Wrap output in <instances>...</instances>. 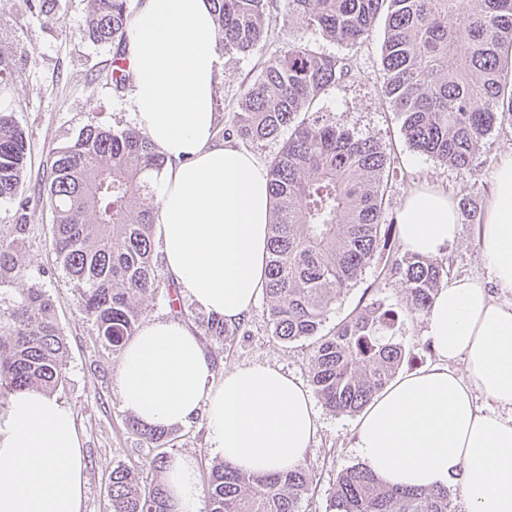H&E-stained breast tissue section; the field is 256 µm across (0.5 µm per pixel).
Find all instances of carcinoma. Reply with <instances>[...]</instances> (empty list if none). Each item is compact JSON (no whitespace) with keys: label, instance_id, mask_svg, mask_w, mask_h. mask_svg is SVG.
Wrapping results in <instances>:
<instances>
[{"label":"carcinoma","instance_id":"cac0c4a2","mask_svg":"<svg viewBox=\"0 0 512 512\" xmlns=\"http://www.w3.org/2000/svg\"><path fill=\"white\" fill-rule=\"evenodd\" d=\"M84 35L111 44L110 74L117 90L130 77L120 68L129 0H87ZM218 48L245 53L268 35L277 0H209ZM386 31L381 90L402 119L410 146L473 178L493 128L512 120V0H284L283 14L298 29L342 43L369 39L379 14ZM351 64L302 40H290L268 59L242 92L239 109L221 130L244 143L288 141L269 168L275 220L269 228L271 335L284 342L312 340L309 377L324 406L356 414L395 377L406 356L398 332L403 314L380 301L353 310L323 331L330 306L354 286L376 254L387 250L395 218L381 192L391 165L382 147L311 111L314 101L346 76ZM23 132L0 113V199L19 194L26 167ZM166 159L140 130L87 126L56 152L50 171L52 243L65 278L78 292L100 341L118 354L139 328L140 300L171 294L174 283L153 258L155 211L147 175ZM23 273L0 245V280ZM381 273L403 286L412 316L424 314L448 283L444 262L410 252L387 258ZM203 335L225 342L245 328L213 314L198 319ZM66 342L47 292L34 283L13 306L0 309V405L21 391L52 393L62 383ZM132 433L157 445L148 462L149 487L139 473L112 470V512H172L161 474L170 461L168 434L135 418ZM313 484L301 466L257 475L230 462L213 465L205 492L208 512H300ZM328 512H452L448 490L384 485L366 465L342 470L330 488Z\"/></svg>","mask_w":512,"mask_h":512}]
</instances>
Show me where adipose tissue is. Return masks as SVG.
Masks as SVG:
<instances>
[{
  "mask_svg": "<svg viewBox=\"0 0 512 512\" xmlns=\"http://www.w3.org/2000/svg\"><path fill=\"white\" fill-rule=\"evenodd\" d=\"M125 56L135 123L166 158L150 176L166 271L181 296L237 322L265 288L273 198L267 166L215 137L222 61L208 0H138ZM397 222L407 251L439 256L459 236L458 201L423 186ZM479 247L485 276L449 279L424 314L437 364L374 396L355 447L386 485L452 486L467 512H512V153L493 173ZM116 387L149 426L204 418L211 447L251 473L301 465L317 432L298 379L262 362L216 379L200 339L177 319L148 322L124 346ZM481 396L492 409L478 407ZM165 481L174 512H200L195 458H174ZM85 490L72 410L36 390L11 395L0 409V512H82Z\"/></svg>",
  "mask_w": 512,
  "mask_h": 512,
  "instance_id": "1",
  "label": "adipose tissue"
}]
</instances>
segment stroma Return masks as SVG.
Wrapping results in <instances>:
<instances>
[{"label":"stroma","mask_w":512,"mask_h":512,"mask_svg":"<svg viewBox=\"0 0 512 512\" xmlns=\"http://www.w3.org/2000/svg\"><path fill=\"white\" fill-rule=\"evenodd\" d=\"M87 0H60L55 16L30 13L24 0H0V112L12 114L27 142V166L21 189L30 201V230L13 241L11 224L19 216L16 201H0V245L14 244L23 276L0 282V308L6 309L31 284H39L51 295L59 325L66 338L68 356L64 379L54 396L72 407L81 439L85 463L86 496L82 512H111L108 495L115 467L138 470L141 486H149L155 473L147 463L155 455L154 444L130 433L128 415L116 389L118 356L106 349L91 321L81 311L75 289L66 281L53 250V215L39 191L48 183L55 151L77 138L84 127L99 124L117 131L134 127L133 109L127 91L115 90L110 80L115 49L84 39L82 29ZM385 19L377 17L371 38L350 45L308 30L303 34L311 46L352 64L349 75L331 86L313 104L314 111L359 134L375 138L389 154L391 165L383 175L386 209L397 213L407 194L422 185L451 192L470 209L484 208L493 190V172L505 154L512 153V126L495 127L488 136L491 148L482 154L476 178L414 150L401 127V120L379 91L381 46ZM288 41V27L274 18L267 41L246 54L223 58L216 91L220 119L237 111L247 84L260 73L263 63ZM454 277L485 273L478 245V227L462 221L458 239L442 256ZM384 256H376L360 280L336 299L328 313L336 323L353 309L380 300L398 309L407 303L401 284L383 279ZM266 299H259L245 318L246 331L229 344L203 338V347L214 364L216 378L225 371L253 362H264L296 377L310 387L308 341L282 342L271 336ZM424 322L406 317L402 329L408 355L400 374H409L436 363L437 356L423 336ZM318 431L304 462L312 474L314 488L305 497L301 512H327V491L338 473L360 464L354 447L358 416L337 414L314 403ZM167 452L174 457L196 458L201 474H208L222 457L210 448L202 420L171 428Z\"/></svg>","instance_id":"stroma-1"}]
</instances>
